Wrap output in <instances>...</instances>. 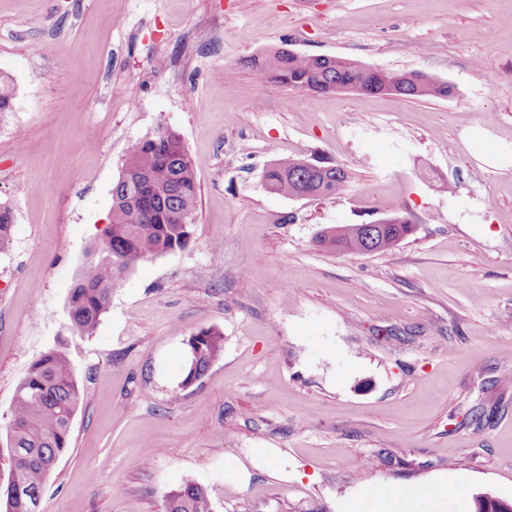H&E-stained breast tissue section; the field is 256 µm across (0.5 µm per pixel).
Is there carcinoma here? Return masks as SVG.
<instances>
[{"label": "carcinoma", "instance_id": "obj_1", "mask_svg": "<svg viewBox=\"0 0 512 512\" xmlns=\"http://www.w3.org/2000/svg\"><path fill=\"white\" fill-rule=\"evenodd\" d=\"M262 79L314 93L330 94L336 87L360 83L370 93L389 86L402 88L411 99H444L454 88L430 76L420 87L404 81L405 70H373L363 73L359 62L337 56L328 61L319 55L284 50L248 60ZM267 189L284 197H331L340 193L348 173L340 166L305 171L299 160L280 158L265 173ZM198 183L180 136L160 128L144 144L134 143L127 153L118 180L112 187V216L105 233L90 253L82 277L71 291L69 316L73 327L90 336L106 313L112 285L148 258L182 250L189 244L194 224L183 217L196 216ZM13 213L0 207V251L11 241ZM402 224H388L373 237L362 224H342L317 235V246L335 252L383 253L402 240ZM188 350L198 355L197 371H187L181 386L190 385L192 374H204L223 350V337L211 328L188 340ZM82 398L68 357L52 349L35 361L20 382L7 427L6 443L14 467L11 485L0 489V512H33L48 472L68 448L71 421ZM22 489L13 493L11 486ZM166 512H211L206 491L186 479L168 496Z\"/></svg>", "mask_w": 512, "mask_h": 512}]
</instances>
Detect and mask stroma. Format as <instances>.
<instances>
[{
	"mask_svg": "<svg viewBox=\"0 0 512 512\" xmlns=\"http://www.w3.org/2000/svg\"><path fill=\"white\" fill-rule=\"evenodd\" d=\"M284 47L455 93L317 94L244 64ZM1 76L0 487L16 388L59 349L83 397L38 512H166L187 478L212 512H373L444 482L512 501V0H0ZM161 127L197 175L192 238L78 335L68 300L112 187ZM282 157L347 186L271 193ZM395 215L414 231L391 251L314 243ZM207 328L223 353L181 387ZM427 495L425 487L413 489L392 488L381 502L378 512H417L414 505Z\"/></svg>",
	"mask_w": 512,
	"mask_h": 512,
	"instance_id": "35a3bbf8",
	"label": "stroma"
}]
</instances>
